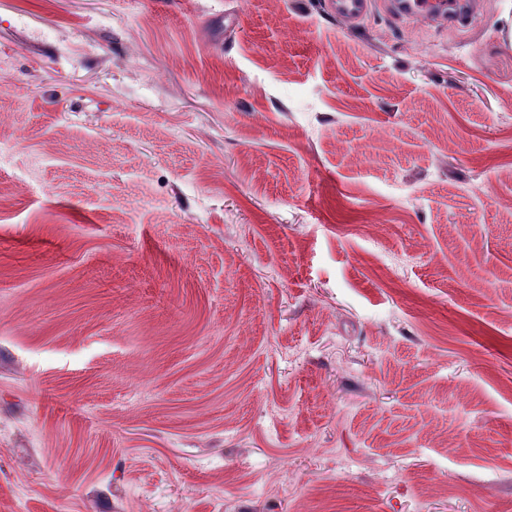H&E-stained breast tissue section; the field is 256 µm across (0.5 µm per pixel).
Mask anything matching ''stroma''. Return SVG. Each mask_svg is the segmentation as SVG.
<instances>
[{
  "label": "stroma",
  "instance_id": "obj_1",
  "mask_svg": "<svg viewBox=\"0 0 512 512\" xmlns=\"http://www.w3.org/2000/svg\"><path fill=\"white\" fill-rule=\"evenodd\" d=\"M0 512H512V0H0ZM371 0H326L327 10L344 18H362L371 10ZM474 1L398 0L392 1L395 13L424 22L437 21L444 25L460 21Z\"/></svg>",
  "mask_w": 512,
  "mask_h": 512
}]
</instances>
